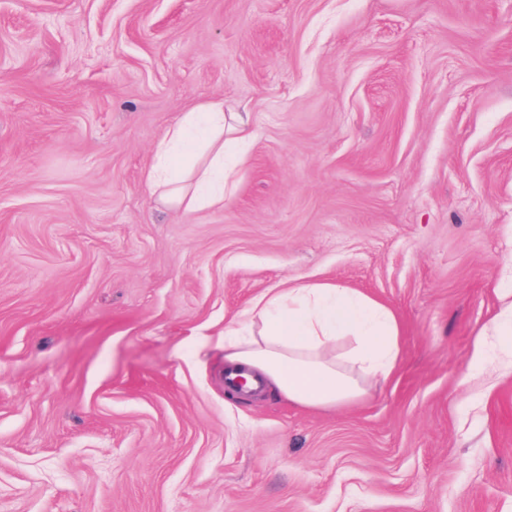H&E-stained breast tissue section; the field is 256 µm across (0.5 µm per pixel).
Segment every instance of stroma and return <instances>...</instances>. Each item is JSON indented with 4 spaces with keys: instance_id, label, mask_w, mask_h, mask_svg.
Listing matches in <instances>:
<instances>
[{
    "instance_id": "35a3bbf8",
    "label": "stroma",
    "mask_w": 512,
    "mask_h": 512,
    "mask_svg": "<svg viewBox=\"0 0 512 512\" xmlns=\"http://www.w3.org/2000/svg\"><path fill=\"white\" fill-rule=\"evenodd\" d=\"M252 115L224 208L144 173ZM387 305L339 411L228 396L283 283ZM512 0H0V512H512Z\"/></svg>"
}]
</instances>
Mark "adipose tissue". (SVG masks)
<instances>
[{"label": "adipose tissue", "mask_w": 512, "mask_h": 512, "mask_svg": "<svg viewBox=\"0 0 512 512\" xmlns=\"http://www.w3.org/2000/svg\"><path fill=\"white\" fill-rule=\"evenodd\" d=\"M254 138L251 116L220 100L194 106L157 141L145 183L167 209H220ZM401 359L391 309L337 283L271 288L243 323L224 331V373L245 372L252 393L313 410H339L391 377Z\"/></svg>", "instance_id": "obj_1"}]
</instances>
